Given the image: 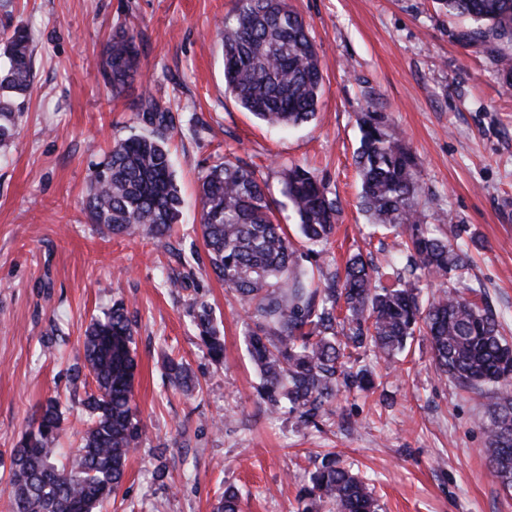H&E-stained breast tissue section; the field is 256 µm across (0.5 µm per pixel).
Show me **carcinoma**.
I'll return each mask as SVG.
<instances>
[{"label": "carcinoma", "mask_w": 512, "mask_h": 512, "mask_svg": "<svg viewBox=\"0 0 512 512\" xmlns=\"http://www.w3.org/2000/svg\"><path fill=\"white\" fill-rule=\"evenodd\" d=\"M464 16L468 41L493 46L503 81L512 82V0H441ZM135 28L119 27L106 44L99 72L114 95L139 70ZM224 81L239 105L267 125L313 120L323 88L317 48L288 0H237L224 18ZM33 81L30 36L15 27L0 36V149L17 135V120ZM139 118L151 136L115 141L90 175L84 205L92 223L119 235L141 231L166 250L185 199L174 182L163 131L170 115L153 97L140 102ZM355 164L362 179L361 207L371 232L404 237L399 252L380 266L358 252L340 271L322 259L340 206L321 179L302 166L282 172V195L299 221L303 240L318 247L315 264L301 256L278 223L273 201L255 166L224 160L201 178V229L210 268L245 303V342L261 375L260 397L271 412L288 410L298 425L317 423L343 391H367L374 379L353 370L352 358L372 352L393 360L415 334L427 336L437 370L460 391L489 399L483 429L485 461L503 490L512 489V343L499 316L464 296L469 245L460 229L436 234L420 209L414 156L388 131L376 112L360 117ZM442 288L423 294L422 280ZM193 323L212 361L224 360L210 309L200 304ZM128 309L116 302L85 331L82 353L94 389L81 400L88 423L80 447L58 464L55 447L63 417L49 399L11 451L8 495L12 512H95L123 483L126 466L143 435L133 401L136 360ZM171 385L183 391L194 377L181 361L165 366ZM301 512H379L368 484L325 458L303 490ZM216 512H240L227 488Z\"/></svg>", "instance_id": "carcinoma-1"}]
</instances>
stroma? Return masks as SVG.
Here are the masks:
<instances>
[{"label":"stroma","instance_id":"stroma-1","mask_svg":"<svg viewBox=\"0 0 512 512\" xmlns=\"http://www.w3.org/2000/svg\"><path fill=\"white\" fill-rule=\"evenodd\" d=\"M316 44L324 76L314 120L272 128L225 90L216 32L235 0H12L0 23L26 26L34 83L19 134L0 154V512L10 454L34 411L57 398L61 454L80 442L84 396L75 371L92 318L124 301L135 330L134 402L145 434L120 490L103 512H212L235 486L243 512H297L308 473L330 452L364 477L381 512H512V493L488 472L485 402L440 378L425 337L415 336L398 371L360 354L377 392L340 394L328 416L298 429L269 413L244 339V305L212 274L200 226L198 185L209 168L239 158L256 165L281 199L283 167L322 179L341 206L330 255L357 250L382 260L397 239H369L355 165L359 116L384 115L417 158L427 223L458 224L470 241L468 284L485 297L512 340V86L491 53L461 34L469 23L439 0H290ZM139 33L140 69L111 97L101 52L119 25ZM150 93L168 107L167 132L186 201L171 241L113 235L84 209L94 163L114 139L150 134L139 117ZM184 280L178 290L167 275ZM206 304L224 339L214 364L192 325ZM186 363L189 394L167 382L163 363ZM167 475L155 479L157 465Z\"/></svg>","mask_w":512,"mask_h":512}]
</instances>
